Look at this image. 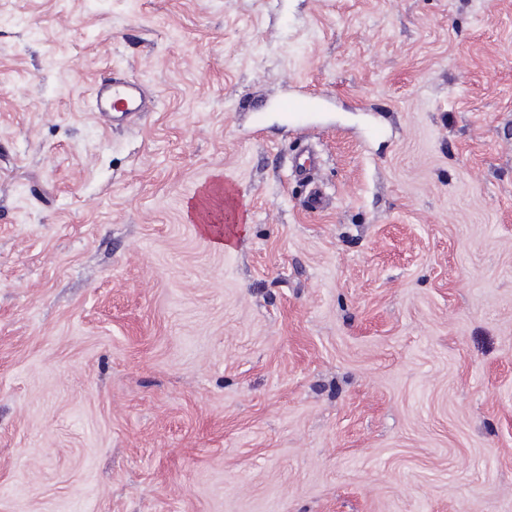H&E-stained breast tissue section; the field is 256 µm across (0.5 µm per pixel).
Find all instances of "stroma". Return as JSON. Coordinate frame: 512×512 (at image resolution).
I'll return each mask as SVG.
<instances>
[{"mask_svg":"<svg viewBox=\"0 0 512 512\" xmlns=\"http://www.w3.org/2000/svg\"><path fill=\"white\" fill-rule=\"evenodd\" d=\"M0 512H512V0H0ZM93 99L97 112L114 123L118 114L122 120H132L140 112L137 87L129 82L112 81V85L101 84L93 88ZM321 106V98L317 94L302 92L282 100L279 108L293 126L305 128Z\"/></svg>","mask_w":512,"mask_h":512,"instance_id":"1","label":"stroma"}]
</instances>
